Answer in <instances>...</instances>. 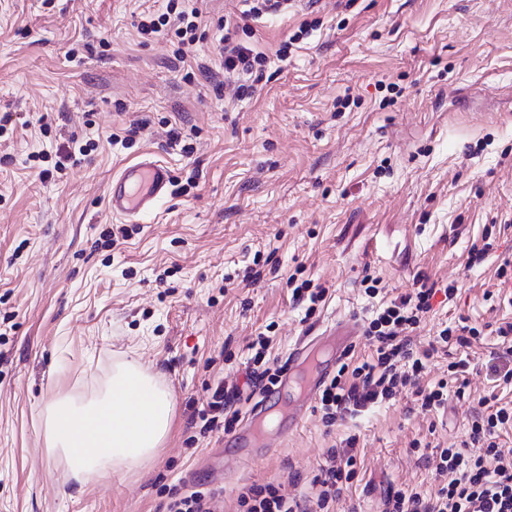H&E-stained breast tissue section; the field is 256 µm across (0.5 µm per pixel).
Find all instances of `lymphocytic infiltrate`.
Listing matches in <instances>:
<instances>
[{
  "instance_id": "1",
  "label": "lymphocytic infiltrate",
  "mask_w": 512,
  "mask_h": 512,
  "mask_svg": "<svg viewBox=\"0 0 512 512\" xmlns=\"http://www.w3.org/2000/svg\"><path fill=\"white\" fill-rule=\"evenodd\" d=\"M200 21L198 9L187 11L170 0L166 13L141 20L138 31L176 40V54L184 60L194 56ZM218 26L224 31L218 51L230 91L235 97H245L261 79L266 57L249 42L235 38L231 19L219 20ZM439 292L449 301L456 295L454 287L439 291L424 283L413 293L383 304L365 324L364 335L373 346L372 358L354 366L341 364L321 391L318 410L325 426L371 411L403 393L415 396L425 409L444 406L449 390L464 394L468 369L464 358L449 363L446 379L427 389L421 385L427 358L451 347H470L481 336L477 327L458 324L440 330L428 349L414 350L411 334L431 311L432 299ZM268 342V336L261 334L249 343L251 356L243 385L219 383L209 388L200 415L203 431H232L238 421L236 403L242 390L260 394L275 384L279 371L266 358ZM511 428L512 404L482 401L459 445L436 451V469L447 476V484L432 497L389 492L383 512H512V460H506L499 441ZM356 475L353 449L340 453L332 449L315 479L313 496L289 494L280 484H252L240 490L236 512H334L337 500Z\"/></svg>"
}]
</instances>
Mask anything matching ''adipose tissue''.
<instances>
[{"label":"adipose tissue","mask_w":512,"mask_h":512,"mask_svg":"<svg viewBox=\"0 0 512 512\" xmlns=\"http://www.w3.org/2000/svg\"><path fill=\"white\" fill-rule=\"evenodd\" d=\"M175 402L160 378L120 358L89 396L60 392L39 409L49 457L65 461L79 485L148 467L168 439Z\"/></svg>","instance_id":"ef3b65f1"}]
</instances>
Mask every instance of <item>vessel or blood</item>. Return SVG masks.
<instances>
[{
  "label": "vessel or blood",
  "mask_w": 512,
  "mask_h": 512,
  "mask_svg": "<svg viewBox=\"0 0 512 512\" xmlns=\"http://www.w3.org/2000/svg\"><path fill=\"white\" fill-rule=\"evenodd\" d=\"M171 186V170L159 160L144 155L124 165L107 185V208L112 215L135 218L152 211ZM360 334V325L352 319L334 323L320 336L329 344L330 359L317 358L310 346L297 347L288 371L282 372L274 389L254 410L250 423L227 436L226 442L238 450L239 457L252 462L266 459L275 436L266 425L268 413L280 405L288 407L286 433H294L306 419L322 385L333 372L334 363L351 347Z\"/></svg>",
  "instance_id": "obj_1"
}]
</instances>
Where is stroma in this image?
Wrapping results in <instances>:
<instances>
[{
    "label": "stroma",
    "mask_w": 512,
    "mask_h": 512,
    "mask_svg": "<svg viewBox=\"0 0 512 512\" xmlns=\"http://www.w3.org/2000/svg\"><path fill=\"white\" fill-rule=\"evenodd\" d=\"M168 2L0 0V116L11 117L0 156L12 157L0 167V512H161V488L195 486L233 512L253 482L310 490L328 449L350 442L361 466L336 512H381L392 489L435 493L443 478L415 446L463 435L504 366L495 335L469 351L465 396L429 411L402 394L330 428L313 410L260 463L234 464L223 433L191 420L207 386L240 379L259 332L280 367L304 339L365 321L422 282L440 292L418 346L462 318L512 322L496 276L512 258V0H305L250 20L267 62L242 100L222 92L213 23L240 0H190L209 21L207 71L191 83L173 45L136 28ZM133 123L132 144L110 143ZM172 127L193 135L192 156L170 147ZM89 139L96 150L74 155ZM146 153L198 185L170 191L108 244L119 220L106 183ZM37 154L69 155L64 176L41 179ZM295 273L327 289L315 323L292 305ZM129 352L163 375L171 435L146 471L78 488L45 453L39 407L60 389L91 392Z\"/></svg>",
    "instance_id": "stroma-1"
}]
</instances>
